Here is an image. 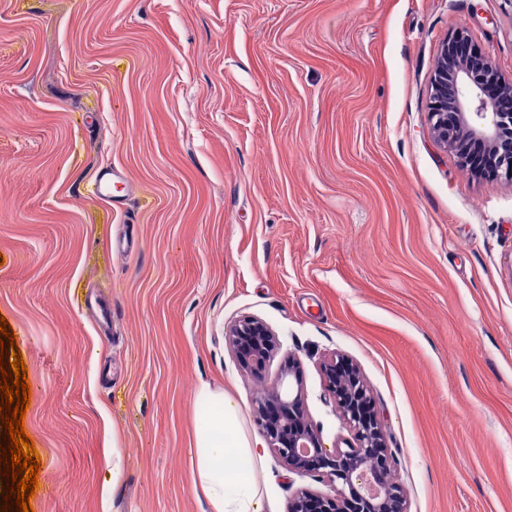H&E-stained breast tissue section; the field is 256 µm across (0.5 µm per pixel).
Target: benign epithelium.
Listing matches in <instances>:
<instances>
[{"label":"benign epithelium","mask_w":512,"mask_h":512,"mask_svg":"<svg viewBox=\"0 0 512 512\" xmlns=\"http://www.w3.org/2000/svg\"><path fill=\"white\" fill-rule=\"evenodd\" d=\"M459 32L443 41L429 80L428 117L432 136L445 149L481 145L498 179L512 182V80L505 79L478 49L464 46ZM498 83L501 98L486 94L485 80ZM239 366L260 377L280 351L264 320L242 316L224 327ZM329 401L351 432L345 446L329 451L303 407L300 365L284 357L271 387L253 402L254 423L281 464L291 473H314L328 490H298L287 512H408L407 496L394 456L360 368L333 353L321 363Z\"/></svg>","instance_id":"obj_1"}]
</instances>
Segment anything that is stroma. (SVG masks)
Returning a JSON list of instances; mask_svg holds the SVG:
<instances>
[{
	"mask_svg": "<svg viewBox=\"0 0 512 512\" xmlns=\"http://www.w3.org/2000/svg\"><path fill=\"white\" fill-rule=\"evenodd\" d=\"M460 29L512 77V0H0V316L34 512H209L193 395L257 434L224 339L243 315L299 359L327 448L348 431L319 363L358 365L409 512H512V183L427 117ZM255 478L274 512L324 487L269 450Z\"/></svg>",
	"mask_w": 512,
	"mask_h": 512,
	"instance_id": "35a3bbf8",
	"label": "stroma"
}]
</instances>
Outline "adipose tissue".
I'll return each instance as SVG.
<instances>
[{
    "mask_svg": "<svg viewBox=\"0 0 512 512\" xmlns=\"http://www.w3.org/2000/svg\"><path fill=\"white\" fill-rule=\"evenodd\" d=\"M193 407L197 428L192 475L211 512H265L255 481L263 460L261 442L246 432L235 400L204 384L194 395Z\"/></svg>",
    "mask_w": 512,
    "mask_h": 512,
    "instance_id": "obj_1",
    "label": "adipose tissue"
}]
</instances>
